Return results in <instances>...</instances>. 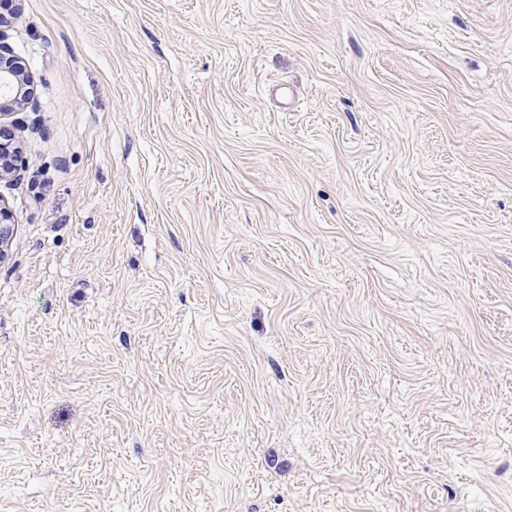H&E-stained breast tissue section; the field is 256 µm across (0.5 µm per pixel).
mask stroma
I'll return each instance as SVG.
<instances>
[{"instance_id": "stroma-1", "label": "stroma", "mask_w": 512, "mask_h": 512, "mask_svg": "<svg viewBox=\"0 0 512 512\" xmlns=\"http://www.w3.org/2000/svg\"><path fill=\"white\" fill-rule=\"evenodd\" d=\"M0 512H512V0H10ZM29 80L27 72L22 64L13 58L2 56L0 52V98L15 106L12 112L24 109L30 104V97L23 96L24 81ZM30 81V80H29ZM0 108V180L16 176L21 157L18 143L8 132V126L2 124L3 116L6 115Z\"/></svg>"}]
</instances>
